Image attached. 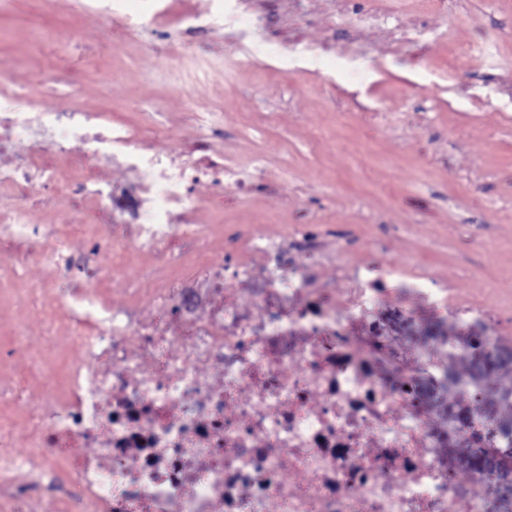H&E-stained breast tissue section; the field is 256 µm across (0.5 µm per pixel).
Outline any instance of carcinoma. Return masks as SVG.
<instances>
[{"instance_id":"1","label":"carcinoma","mask_w":512,"mask_h":512,"mask_svg":"<svg viewBox=\"0 0 512 512\" xmlns=\"http://www.w3.org/2000/svg\"><path fill=\"white\" fill-rule=\"evenodd\" d=\"M469 333L465 339L450 336L439 322L422 328L420 336L426 342L441 349L446 347L448 352L443 354L445 363L437 368V373L419 377L420 396L425 405L435 408V413L443 415L448 423V446L468 449L452 461L462 470L484 478V512H492L498 476L491 464L512 470V427L501 426L505 420L512 422V385L487 386L486 395L480 398L469 386V379L476 368L483 378L512 374V365L506 366L499 360V350L505 343L486 340L481 326Z\"/></svg>"}]
</instances>
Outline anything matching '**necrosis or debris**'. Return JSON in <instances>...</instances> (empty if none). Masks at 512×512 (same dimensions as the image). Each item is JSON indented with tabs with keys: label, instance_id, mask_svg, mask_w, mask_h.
Wrapping results in <instances>:
<instances>
[{
	"label": "necrosis or debris",
	"instance_id": "obj_1",
	"mask_svg": "<svg viewBox=\"0 0 512 512\" xmlns=\"http://www.w3.org/2000/svg\"><path fill=\"white\" fill-rule=\"evenodd\" d=\"M42 81L65 90L37 111L0 114V146L30 143L22 163L0 178V196L13 200L0 208V228L24 241L21 264L62 267L34 225L37 181L53 185L60 202L79 194L86 217L128 215L162 263L180 240H204L203 228L173 220L192 206L187 170L164 167L128 130L82 111L76 78L50 68ZM223 122L220 112L197 117L206 152L198 172L219 194L224 158L209 134ZM74 143L93 159L135 169L138 181L85 182L72 191L53 160ZM241 243L250 259L234 274L273 310L260 321L229 299L209 305L225 272L210 262L195 287L155 293L159 309L178 310L177 330L107 307L88 288L63 299L84 358L68 369L53 421L31 414L26 453L0 452V512H28L35 490L65 475L81 497L56 496L55 512H483V481L476 474L467 485L456 481L415 376L391 381L381 372L400 329L383 312L369 269L337 258L351 283L338 306L307 275L282 272L276 242L251 230ZM356 325L362 335H353ZM144 357L154 371L143 370ZM214 364L224 369L218 386L203 374ZM77 441L95 454L65 455ZM289 471L303 483H290Z\"/></svg>",
	"mask_w": 512,
	"mask_h": 512
}]
</instances>
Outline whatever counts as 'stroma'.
I'll use <instances>...</instances> for the list:
<instances>
[{
	"label": "stroma",
	"mask_w": 512,
	"mask_h": 512,
	"mask_svg": "<svg viewBox=\"0 0 512 512\" xmlns=\"http://www.w3.org/2000/svg\"><path fill=\"white\" fill-rule=\"evenodd\" d=\"M165 3L195 9L204 26L153 31ZM84 4L0 0V87L14 91L0 111L46 100L39 72L52 62L79 77L84 109L189 166L200 155L196 114L222 110L210 138L225 168L249 171L250 184L225 187L220 197L196 184L198 206L180 221L209 228V260L233 264L238 234L259 226L329 289L341 247L354 265L424 268L447 288L446 304H424L392 285L382 309L412 314L419 326L443 322L456 334L466 326L454 312L466 306L512 342V0H122L116 12L98 0V16ZM126 14L140 16V28L127 27ZM180 54L223 58L224 69L208 83L185 84L175 72ZM57 169L70 181L138 178L76 148ZM52 196L36 186L35 218L71 255L67 272L19 268L21 246L0 233V281L42 289L57 315L50 333L40 315L0 296V391L46 341L60 353L56 377L33 375L20 400L0 401V416L17 423L7 445L14 453L28 444L27 408L53 416L51 398L64 392L65 369L78 355L60 297L89 286L110 306L176 323L154 304L153 253L139 247L136 225H98V235L138 247L121 273L103 277L108 259L69 231L82 221L75 204ZM289 226L301 237L286 235ZM18 322L25 338L15 343L9 330Z\"/></svg>",
	"instance_id": "1"
}]
</instances>
